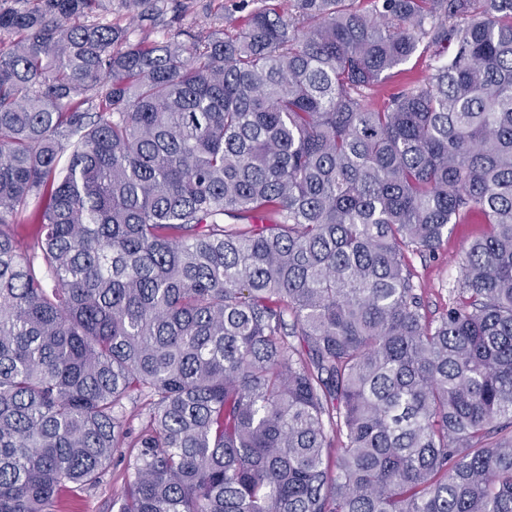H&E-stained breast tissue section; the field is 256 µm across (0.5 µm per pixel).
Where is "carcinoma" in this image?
Returning <instances> with one entry per match:
<instances>
[{
	"label": "carcinoma",
	"instance_id": "carcinoma-1",
	"mask_svg": "<svg viewBox=\"0 0 512 512\" xmlns=\"http://www.w3.org/2000/svg\"><path fill=\"white\" fill-rule=\"evenodd\" d=\"M30 2L0 6V512H59L121 436L114 512H512V0L150 45ZM475 210L433 318L406 253ZM429 54L421 57H414L405 65L401 66L402 70L395 77L383 84L382 93L389 94L402 82L414 79H425L432 71L429 69Z\"/></svg>",
	"mask_w": 512,
	"mask_h": 512
}]
</instances>
